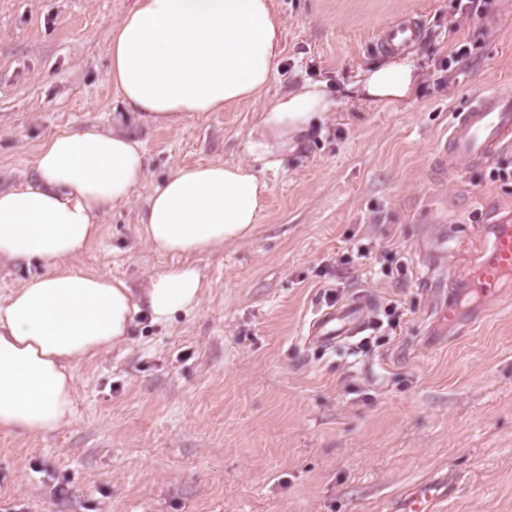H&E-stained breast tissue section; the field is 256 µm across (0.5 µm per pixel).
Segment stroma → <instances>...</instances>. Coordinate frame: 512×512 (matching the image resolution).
<instances>
[{"instance_id":"1","label":"stroma","mask_w":512,"mask_h":512,"mask_svg":"<svg viewBox=\"0 0 512 512\" xmlns=\"http://www.w3.org/2000/svg\"><path fill=\"white\" fill-rule=\"evenodd\" d=\"M456 0H274L284 53L265 91L326 82L342 106L265 174L246 242L193 256L207 288L166 325L75 363L74 423L0 432V512H395L443 476L445 512H512V309H434L456 297L512 224V178L435 163L471 90L512 92V0L459 20ZM135 0H0V188L25 180L73 124L142 142L148 178L109 211L77 263L138 288L168 265L138 215L174 166L244 158L260 103L173 130L132 114L107 81L113 21ZM417 24L425 76L413 99L352 89ZM468 45L463 64L452 51ZM370 302L361 331L306 343L317 311ZM395 319H388V309ZM420 34L417 25H398L384 30L380 36L381 45L384 48H394L400 44L414 41Z\"/></svg>"}]
</instances>
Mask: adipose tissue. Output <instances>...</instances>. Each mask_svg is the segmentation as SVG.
<instances>
[{
	"mask_svg": "<svg viewBox=\"0 0 512 512\" xmlns=\"http://www.w3.org/2000/svg\"><path fill=\"white\" fill-rule=\"evenodd\" d=\"M107 80L126 107L174 129L201 112L261 102L243 144L261 161L180 165L153 187L140 235L173 265L134 292L121 278L72 262L100 237L108 210L147 178L142 144L73 125L38 148L29 179L0 189V261L41 264L0 300V431L48 435L75 421L73 366L122 344L134 317L167 324L197 309L205 284L191 256L250 238L262 208L264 171L278 170L313 126L341 107L322 81L262 99L283 53L273 0H136L111 28ZM421 81L413 55L363 71L360 93L404 103Z\"/></svg>",
	"mask_w": 512,
	"mask_h": 512,
	"instance_id": "adipose-tissue-1",
	"label": "adipose tissue"
}]
</instances>
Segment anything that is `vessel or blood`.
Masks as SVG:
<instances>
[{
	"mask_svg": "<svg viewBox=\"0 0 512 512\" xmlns=\"http://www.w3.org/2000/svg\"><path fill=\"white\" fill-rule=\"evenodd\" d=\"M419 33L418 26L398 25L384 30L380 40L383 47L393 48L416 40ZM511 143L512 95L485 88L455 112L446 138L435 147L436 160L450 163L458 171L488 167ZM488 232V254L466 284L468 295L482 305L499 301L507 282L512 281V225L492 224ZM361 328V307L352 302L317 315L310 324L308 339L320 346H332L357 335ZM441 497L434 479L418 481L404 492L398 512H436Z\"/></svg>",
	"mask_w": 512,
	"mask_h": 512,
	"instance_id": "obj_1",
	"label": "vessel or blood"
}]
</instances>
